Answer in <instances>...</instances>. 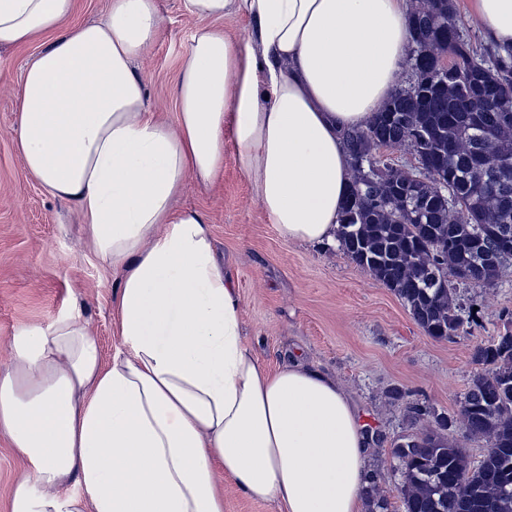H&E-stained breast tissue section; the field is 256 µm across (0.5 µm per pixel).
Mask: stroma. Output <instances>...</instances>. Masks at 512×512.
Returning <instances> with one entry per match:
<instances>
[{
    "mask_svg": "<svg viewBox=\"0 0 512 512\" xmlns=\"http://www.w3.org/2000/svg\"><path fill=\"white\" fill-rule=\"evenodd\" d=\"M158 36L136 66L148 77V100L175 123V86L199 25L185 0H158ZM46 37L25 47H0V369L11 366V338L21 327L47 326L77 306L103 359L122 344L112 304L118 275L89 248L75 208L46 195L30 177L14 140L18 112L13 86ZM224 141V173L204 186L189 182L175 205L203 212L217 258L238 288L242 330L267 367L295 357L336 378L372 438V469L389 512H403L401 465L392 449L406 434L435 429L433 414L454 419L450 441L480 457L485 437H471L456 418L473 376L483 367L472 354L480 342L512 329V262L493 288L461 285L457 295L473 311L454 336L437 340L413 320L393 291L354 263L341 246L283 240L261 210ZM419 404L430 417L416 421Z\"/></svg>",
    "mask_w": 512,
    "mask_h": 512,
    "instance_id": "1",
    "label": "stroma"
}]
</instances>
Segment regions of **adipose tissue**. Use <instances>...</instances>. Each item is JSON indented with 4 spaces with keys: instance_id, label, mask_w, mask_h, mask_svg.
Instances as JSON below:
<instances>
[{
    "instance_id": "1",
    "label": "adipose tissue",
    "mask_w": 512,
    "mask_h": 512,
    "mask_svg": "<svg viewBox=\"0 0 512 512\" xmlns=\"http://www.w3.org/2000/svg\"><path fill=\"white\" fill-rule=\"evenodd\" d=\"M72 7L0 0V45L54 35L26 65L15 142L119 272L123 349L103 361L71 310L16 330L0 433L28 475L10 512H224L219 472L281 512H363L370 440L344 387L298 360H258L208 219L174 202L223 171L229 134L279 235L334 243L354 177L342 134L400 87L410 0H187L199 25L172 125L134 67L158 36L157 0H110L99 21L62 30ZM233 14L247 36L219 28ZM472 19L512 48V0H475Z\"/></svg>"
}]
</instances>
